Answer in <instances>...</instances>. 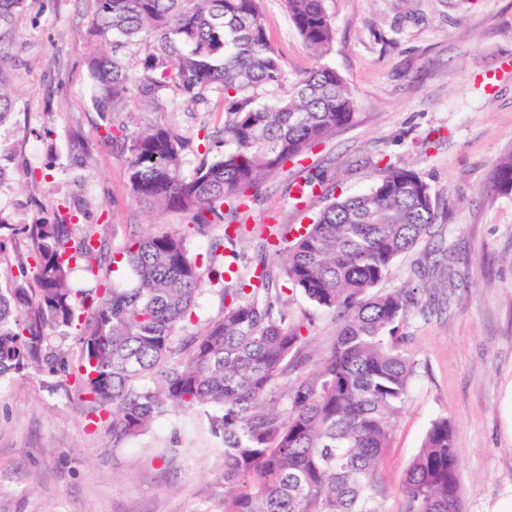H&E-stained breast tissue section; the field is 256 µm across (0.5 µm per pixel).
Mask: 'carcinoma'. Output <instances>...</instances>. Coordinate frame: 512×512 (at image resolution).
<instances>
[{
    "label": "carcinoma",
    "instance_id": "1",
    "mask_svg": "<svg viewBox=\"0 0 512 512\" xmlns=\"http://www.w3.org/2000/svg\"><path fill=\"white\" fill-rule=\"evenodd\" d=\"M112 53L94 55L89 72L97 107L130 94L155 110L167 91L191 108L216 92L224 126L203 136L192 176L182 173L184 137L150 126L123 140L135 203L192 214L199 227L248 205L246 191L353 121L351 91L323 61L334 29L325 0H284L288 18L316 64L288 78L265 29L260 0H96ZM150 39L139 67L120 54ZM490 193L512 191V153L500 158ZM438 204L414 170L388 165L367 191L336 198L306 231L276 232L286 253L220 288L224 308L200 333L192 324L197 295L213 282L181 234L147 233L120 252L133 276L128 288L97 281L102 240L77 236L71 213L33 224L32 263L0 288V379L30 368L75 381L87 412L130 439L172 412L202 410L224 453V512H380L377 468L409 393L413 363L401 333L411 308L433 288H375L396 260L435 223ZM246 226L209 244V261L245 237ZM39 284L26 288L27 269ZM76 271L95 287H70ZM298 289L336 321L329 354L292 383L286 374L304 336L288 319L285 286ZM78 331L79 357L51 348ZM406 512H463L460 452L453 425L433 420L403 480Z\"/></svg>",
    "mask_w": 512,
    "mask_h": 512
}]
</instances>
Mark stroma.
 I'll use <instances>...</instances> for the list:
<instances>
[{"mask_svg": "<svg viewBox=\"0 0 512 512\" xmlns=\"http://www.w3.org/2000/svg\"><path fill=\"white\" fill-rule=\"evenodd\" d=\"M272 46L289 77L314 66L282 0H261ZM335 39L326 61L347 82L354 120L266 177L240 214L197 228L188 214L137 205L117 130L173 126L188 140L184 175L201 160L202 127L224 121L218 93L191 111L170 94L166 111L137 97L100 112L88 61L109 42L94 27L95 0H24L0 26V285L30 254L27 229L69 208L81 232L110 251L149 231L185 235L208 266L210 240L241 221L248 275L271 227L308 224L326 206L298 196L309 169L336 194L369 189L385 164L408 166L430 186L438 217L400 256L380 288L436 286L410 310L403 334L414 363L407 400L377 472L380 512H406L404 472L429 423L445 416L461 451L465 512H512V192L489 193L512 152V0H326ZM288 314L303 322L297 365L274 386L317 369L336 339L331 313L301 293ZM0 512H224L221 443L200 411L172 412L142 435L114 440L89 423L75 390L30 370L0 380Z\"/></svg>", "mask_w": 512, "mask_h": 512, "instance_id": "stroma-1", "label": "stroma"}]
</instances>
